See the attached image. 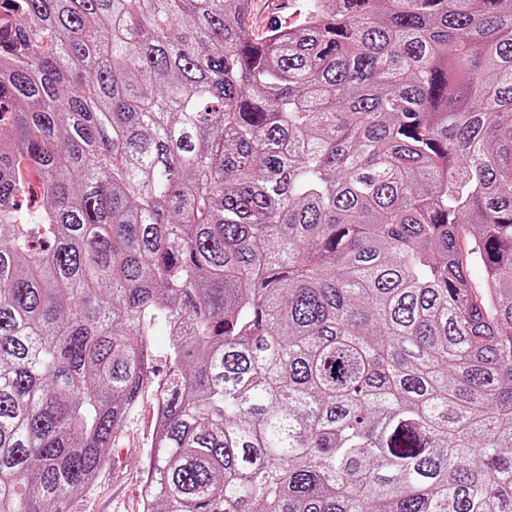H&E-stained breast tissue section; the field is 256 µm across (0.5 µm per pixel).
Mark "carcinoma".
Returning a JSON list of instances; mask_svg holds the SVG:
<instances>
[{"label": "carcinoma", "instance_id": "cac0c4a2", "mask_svg": "<svg viewBox=\"0 0 512 512\" xmlns=\"http://www.w3.org/2000/svg\"><path fill=\"white\" fill-rule=\"evenodd\" d=\"M148 386L143 512H512V0H0V512ZM302 3V0H253L252 14L258 25L263 27L273 17L297 15Z\"/></svg>", "mask_w": 512, "mask_h": 512}]
</instances>
